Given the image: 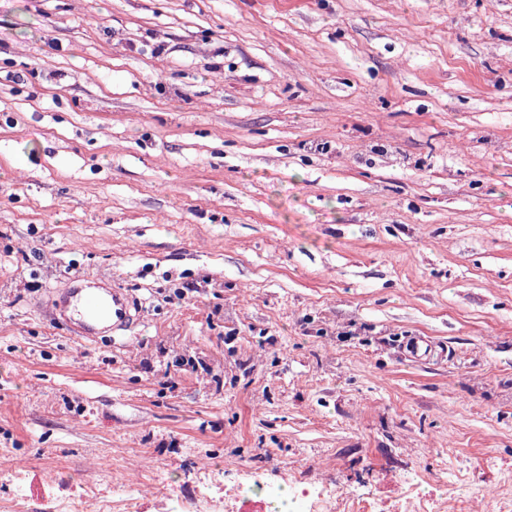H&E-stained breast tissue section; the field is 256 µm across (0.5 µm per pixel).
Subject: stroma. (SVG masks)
Instances as JSON below:
<instances>
[{
	"instance_id": "obj_1",
	"label": "stroma",
	"mask_w": 512,
	"mask_h": 512,
	"mask_svg": "<svg viewBox=\"0 0 512 512\" xmlns=\"http://www.w3.org/2000/svg\"><path fill=\"white\" fill-rule=\"evenodd\" d=\"M283 473L512 498V0H0V505ZM76 337L85 341L123 338L140 320V309L121 288H64L53 300Z\"/></svg>"
}]
</instances>
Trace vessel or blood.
Segmentation results:
<instances>
[{
  "instance_id": "vessel-or-blood-1",
  "label": "vessel or blood",
  "mask_w": 512,
  "mask_h": 512,
  "mask_svg": "<svg viewBox=\"0 0 512 512\" xmlns=\"http://www.w3.org/2000/svg\"><path fill=\"white\" fill-rule=\"evenodd\" d=\"M53 308L76 337L92 342L122 338L140 320L134 298L120 288H66L57 293Z\"/></svg>"
}]
</instances>
